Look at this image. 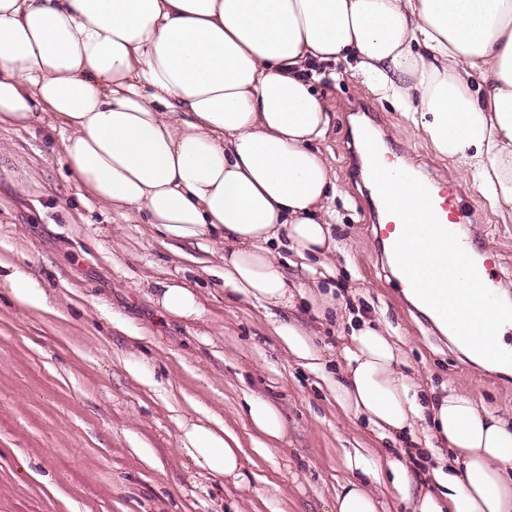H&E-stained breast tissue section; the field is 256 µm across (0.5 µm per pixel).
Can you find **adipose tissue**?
I'll return each instance as SVG.
<instances>
[{
	"mask_svg": "<svg viewBox=\"0 0 512 512\" xmlns=\"http://www.w3.org/2000/svg\"><path fill=\"white\" fill-rule=\"evenodd\" d=\"M349 59L512 223V0H0V127L58 131L81 197L172 240H209L231 292L323 311L338 276L336 174L312 80L315 66ZM376 165L405 223H426L440 196L396 178L387 156ZM400 243L393 271L417 281L406 296L471 360L512 374V286L472 283L470 244L411 232ZM288 265L304 272L294 291ZM401 344L359 317L339 348L338 405L379 438L423 435L431 463L414 512H512V411L448 385L421 399ZM245 413L255 447L283 440L271 403L248 400ZM180 451L209 476L242 475L241 440L224 424L183 423ZM346 466L368 480L346 481L336 512H378L384 473L409 492L405 457L357 452Z\"/></svg>",
	"mask_w": 512,
	"mask_h": 512,
	"instance_id": "ef3b65f1",
	"label": "adipose tissue"
}]
</instances>
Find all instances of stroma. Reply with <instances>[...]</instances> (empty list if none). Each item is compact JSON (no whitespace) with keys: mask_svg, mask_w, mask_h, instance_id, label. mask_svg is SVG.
I'll list each match as a JSON object with an SVG mask.
<instances>
[{"mask_svg":"<svg viewBox=\"0 0 512 512\" xmlns=\"http://www.w3.org/2000/svg\"><path fill=\"white\" fill-rule=\"evenodd\" d=\"M329 102L322 149L333 158L337 307L348 285L404 346L403 369L425 387L447 382L487 407L512 410V376L471 363L402 294L384 254L378 203L358 133L380 120L384 145L414 173L461 187L460 230L512 281V223H501L470 179L437 159L401 111L371 92L351 63L328 66L314 83ZM60 137L44 125L0 128V263L45 284L47 307L26 309L0 287V512H332L353 474L346 454H399L345 417L328 379L349 327L308 301L270 310L242 300L205 268L204 245H170L146 224L113 219L83 202L60 162ZM193 290L196 320L168 316L158 283ZM294 325L322 349L312 371L274 332ZM280 412L285 438L252 445L245 400ZM212 414L242 441L244 479L224 482L188 468L179 424Z\"/></svg>","mask_w":512,"mask_h":512,"instance_id":"stroma-1","label":"stroma"}]
</instances>
